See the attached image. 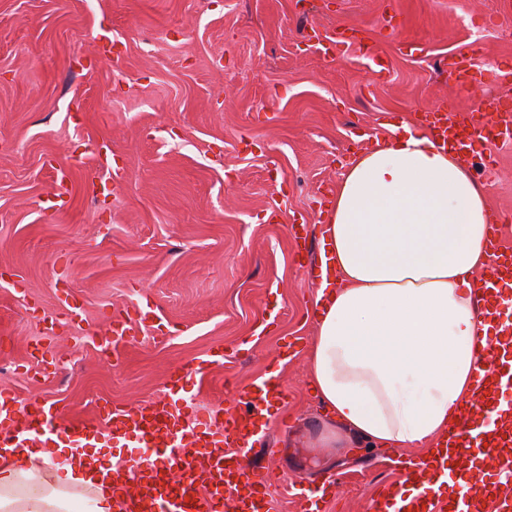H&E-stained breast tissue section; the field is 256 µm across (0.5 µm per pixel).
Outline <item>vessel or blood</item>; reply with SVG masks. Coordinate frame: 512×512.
I'll return each mask as SVG.
<instances>
[{"label":"vessel or blood","instance_id":"obj_1","mask_svg":"<svg viewBox=\"0 0 512 512\" xmlns=\"http://www.w3.org/2000/svg\"><path fill=\"white\" fill-rule=\"evenodd\" d=\"M448 75L458 85L512 81V71L486 74L474 69L466 55L450 57ZM482 106L488 123H465L444 111L426 114L425 120L439 144L466 157L478 154L486 143L512 137V112L501 100L489 97ZM473 298L484 318L497 325L495 337L479 340L473 382L475 397L467 402L448 430L445 456L427 460L397 458V482L385 484L369 503L370 512H512V408L500 409L512 388V264L502 263L476 283ZM133 319L113 321L114 344L131 340L135 326L154 319L151 307L138 306ZM216 350L172 372L164 398L132 409L120 404L99 408L94 418L62 415L55 404L0 392V450L4 448H108L113 442L134 438L157 448L156 457H132L115 463L112 480L118 490L114 512H223L225 502L236 512H270L271 493L287 484L279 469L252 467L245 449L264 436L256 424L267 399H285L278 376L255 381L241 394L244 414L234 415L215 403L199 408L184 395L188 380L223 365ZM480 453L492 471L449 468L450 457ZM446 486V495L433 492V484ZM418 487L408 495L405 485ZM336 481L317 491L301 490L303 512H322L336 495Z\"/></svg>","mask_w":512,"mask_h":512}]
</instances>
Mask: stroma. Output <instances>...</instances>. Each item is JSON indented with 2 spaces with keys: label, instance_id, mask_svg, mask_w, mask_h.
I'll use <instances>...</instances> for the list:
<instances>
[{
  "label": "stroma",
  "instance_id": "35a3bbf8",
  "mask_svg": "<svg viewBox=\"0 0 512 512\" xmlns=\"http://www.w3.org/2000/svg\"><path fill=\"white\" fill-rule=\"evenodd\" d=\"M394 15L387 28L385 15ZM356 31L324 59L319 38ZM512 69L503 0H0V389L93 415L163 397L177 366L224 352L186 389L198 406L242 411L238 392L270 373L288 402L266 418L288 471L273 512H301L295 483L338 481L326 512H366L399 479L379 449L317 445L326 420L307 382L310 298L325 188L419 112L469 111L512 84L464 90L450 54ZM112 150L99 169L98 147ZM471 174L512 216V144H488ZM71 203L52 208L56 164ZM302 226L294 238L291 225ZM73 290L84 319L58 305ZM157 317L121 357L112 321L137 303ZM56 320L55 374L25 373Z\"/></svg>",
  "mask_w": 512,
  "mask_h": 512
}]
</instances>
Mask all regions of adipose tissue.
<instances>
[{
	"label": "adipose tissue",
	"instance_id": "ef3b65f1",
	"mask_svg": "<svg viewBox=\"0 0 512 512\" xmlns=\"http://www.w3.org/2000/svg\"><path fill=\"white\" fill-rule=\"evenodd\" d=\"M340 175L323 228L308 377L341 448L431 456L473 390L475 344L493 335L471 289L493 261L484 189L410 125ZM68 449L0 452V512H113L102 468Z\"/></svg>",
	"mask_w": 512,
	"mask_h": 512
}]
</instances>
